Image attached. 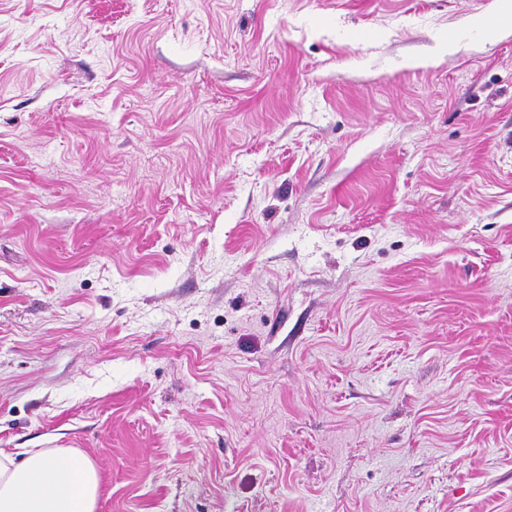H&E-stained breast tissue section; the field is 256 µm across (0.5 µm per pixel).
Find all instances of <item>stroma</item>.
<instances>
[{
    "label": "stroma",
    "mask_w": 512,
    "mask_h": 512,
    "mask_svg": "<svg viewBox=\"0 0 512 512\" xmlns=\"http://www.w3.org/2000/svg\"><path fill=\"white\" fill-rule=\"evenodd\" d=\"M496 0H0V449L96 512H512Z\"/></svg>",
    "instance_id": "stroma-1"
}]
</instances>
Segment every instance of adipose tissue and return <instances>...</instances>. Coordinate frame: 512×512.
Here are the masks:
<instances>
[{"label": "adipose tissue", "mask_w": 512, "mask_h": 512, "mask_svg": "<svg viewBox=\"0 0 512 512\" xmlns=\"http://www.w3.org/2000/svg\"><path fill=\"white\" fill-rule=\"evenodd\" d=\"M100 478L68 448L28 451L22 462L0 453V512H95Z\"/></svg>", "instance_id": "1"}]
</instances>
